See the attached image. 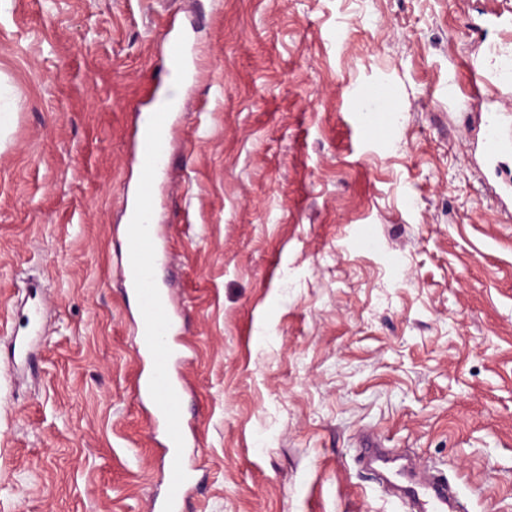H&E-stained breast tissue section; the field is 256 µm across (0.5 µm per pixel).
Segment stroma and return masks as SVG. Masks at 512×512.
<instances>
[{"mask_svg":"<svg viewBox=\"0 0 512 512\" xmlns=\"http://www.w3.org/2000/svg\"><path fill=\"white\" fill-rule=\"evenodd\" d=\"M512 0H10L0 11V512H146L160 436L120 288L136 114L168 23L159 231L182 315L189 512H404L359 440L512 512V196L471 92ZM392 109L376 111L379 99ZM40 286L46 333L11 360ZM191 52L183 39L176 36L170 39L166 73L167 82L170 86H177L186 78Z\"/></svg>","mask_w":512,"mask_h":512,"instance_id":"1","label":"stroma"}]
</instances>
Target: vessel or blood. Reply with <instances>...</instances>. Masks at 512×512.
Returning a JSON list of instances; mask_svg holds the SVG:
<instances>
[{
	"mask_svg": "<svg viewBox=\"0 0 512 512\" xmlns=\"http://www.w3.org/2000/svg\"><path fill=\"white\" fill-rule=\"evenodd\" d=\"M189 55L183 39H171L166 73L169 87L153 95L148 110L139 115L136 165L143 177L124 202L125 288L135 295L140 313L137 355L148 363L146 372L137 377L134 394L149 402L148 427L151 432L162 433V451L173 458L163 474V494L151 500L149 512H186L196 484L193 467L179 459L189 445L188 425L180 406L185 387L178 349L180 316L173 311L168 292L157 284V268L169 257L160 248L155 225L160 188L157 176L169 165L164 132L177 104L173 88L187 76ZM484 142L487 164L500 168L502 157L512 149V129H504L500 120L488 121ZM361 454L383 470L400 477L405 474L399 456L376 450L372 443H364ZM399 497L409 512H466L463 502L453 501L447 483L432 474L418 481L408 480L401 486Z\"/></svg>",
	"mask_w": 512,
	"mask_h": 512,
	"instance_id": "1",
	"label": "vessel or blood"
}]
</instances>
